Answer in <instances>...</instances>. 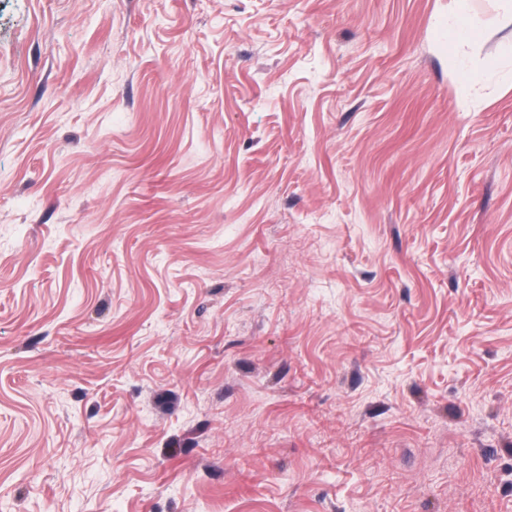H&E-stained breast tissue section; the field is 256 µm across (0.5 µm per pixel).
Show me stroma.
I'll use <instances>...</instances> for the list:
<instances>
[{"instance_id":"stroma-1","label":"stroma","mask_w":512,"mask_h":512,"mask_svg":"<svg viewBox=\"0 0 512 512\" xmlns=\"http://www.w3.org/2000/svg\"><path fill=\"white\" fill-rule=\"evenodd\" d=\"M455 6L0 0V512H512V30ZM458 2H461L460 11L455 24H448L447 20L445 22L443 19H440L442 23H439L441 26H448L444 33L447 34L448 42L452 44L470 41L476 35L474 29L471 28L465 19V1L458 0Z\"/></svg>"}]
</instances>
